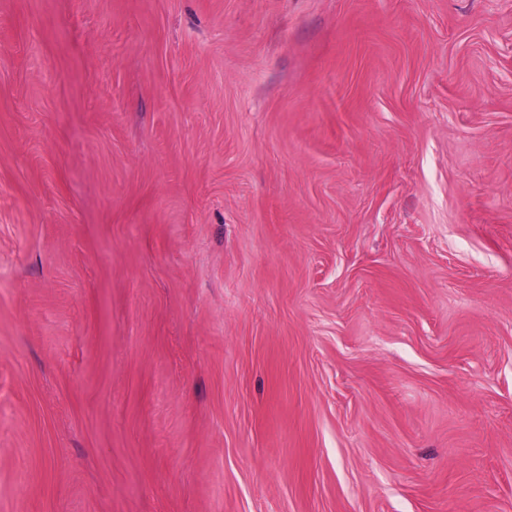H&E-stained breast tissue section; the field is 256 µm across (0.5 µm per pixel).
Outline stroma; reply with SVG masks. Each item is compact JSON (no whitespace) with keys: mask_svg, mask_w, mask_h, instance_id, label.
Segmentation results:
<instances>
[{"mask_svg":"<svg viewBox=\"0 0 512 512\" xmlns=\"http://www.w3.org/2000/svg\"><path fill=\"white\" fill-rule=\"evenodd\" d=\"M0 512H512V0H0Z\"/></svg>","mask_w":512,"mask_h":512,"instance_id":"1","label":"stroma"}]
</instances>
